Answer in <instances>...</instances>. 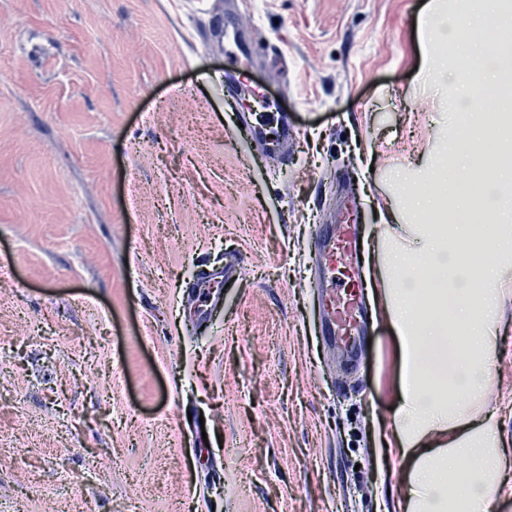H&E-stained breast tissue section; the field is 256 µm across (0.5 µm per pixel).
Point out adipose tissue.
<instances>
[{
    "mask_svg": "<svg viewBox=\"0 0 512 512\" xmlns=\"http://www.w3.org/2000/svg\"><path fill=\"white\" fill-rule=\"evenodd\" d=\"M478 24L493 30L495 40L473 39L469 54L478 61L494 55L496 69L480 72L472 85L448 84V68L436 56L423 70L425 80L447 83L449 106L487 95L512 74V22L492 11ZM511 121L507 112L495 124L474 112L469 127L486 136L498 158L512 153ZM479 177L470 166L468 177L448 176L434 192L415 197L409 212L390 211V246L370 277L398 340L395 407L381 441L406 462L393 473L402 512H491L508 465L485 395L502 310L512 300V164L499 168L504 189L494 205L501 219L487 228L470 221L480 208L470 184ZM450 197L457 218L451 225L444 210Z\"/></svg>",
    "mask_w": 512,
    "mask_h": 512,
    "instance_id": "obj_1",
    "label": "adipose tissue"
}]
</instances>
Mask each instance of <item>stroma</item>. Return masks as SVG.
Instances as JSON below:
<instances>
[{"mask_svg":"<svg viewBox=\"0 0 512 512\" xmlns=\"http://www.w3.org/2000/svg\"><path fill=\"white\" fill-rule=\"evenodd\" d=\"M422 8L0 0V512H397L396 334L372 313L350 360L319 333L314 239L352 206L380 262L378 211L429 189L448 102L417 79ZM237 13L251 86L299 131L278 157L219 81ZM487 401L512 451V303ZM239 264H224V270L219 273L212 271H203L199 274L197 282V290L194 294V302L196 307L199 309V322L200 324L206 323L210 320L212 312L217 307L220 297L215 296L211 282L215 277H220L222 280L227 281L239 273Z\"/></svg>","mask_w":512,"mask_h":512,"instance_id":"1","label":"stroma"}]
</instances>
